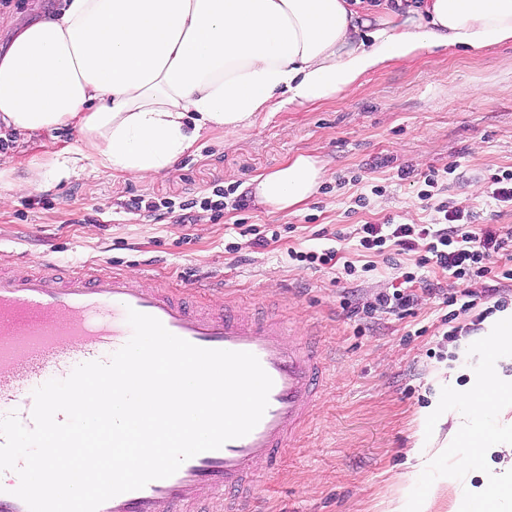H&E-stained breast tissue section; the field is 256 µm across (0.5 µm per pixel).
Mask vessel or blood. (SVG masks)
Here are the masks:
<instances>
[{
    "instance_id": "b4317fda",
    "label": "vessel or blood",
    "mask_w": 512,
    "mask_h": 512,
    "mask_svg": "<svg viewBox=\"0 0 512 512\" xmlns=\"http://www.w3.org/2000/svg\"><path fill=\"white\" fill-rule=\"evenodd\" d=\"M194 294L93 266L64 276L49 263L0 273V417L14 412L32 426L33 390L47 378H67L79 364L108 361L132 335L131 309L196 346L254 354L273 381L251 433L194 456L169 478L109 499L99 512H184L218 497L225 512H243L256 476L278 465L319 400L325 366L309 339L243 305H191ZM18 484L14 472L0 481V512H28L14 494Z\"/></svg>"
}]
</instances>
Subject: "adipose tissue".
<instances>
[{
    "label": "adipose tissue",
    "instance_id": "obj_1",
    "mask_svg": "<svg viewBox=\"0 0 512 512\" xmlns=\"http://www.w3.org/2000/svg\"><path fill=\"white\" fill-rule=\"evenodd\" d=\"M512 44V0H62L54 15L15 31L0 53V129L19 140L61 128L82 145L30 162L21 195L86 167L133 177L170 168L203 134L247 129L266 112L333 101L370 73L441 47ZM324 169L300 154L253 181V197L296 210ZM474 381L435 373V395L406 451L414 478L456 450L448 482L455 512H488L512 495V308L488 317L461 347ZM510 364L493 371L489 362ZM501 454L480 484L472 455Z\"/></svg>",
    "mask_w": 512,
    "mask_h": 512
}]
</instances>
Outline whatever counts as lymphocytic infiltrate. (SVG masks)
<instances>
[{
	"instance_id": "1",
	"label": "lymphocytic infiltrate",
	"mask_w": 512,
	"mask_h": 512,
	"mask_svg": "<svg viewBox=\"0 0 512 512\" xmlns=\"http://www.w3.org/2000/svg\"><path fill=\"white\" fill-rule=\"evenodd\" d=\"M425 190L418 198L424 208L433 210L429 224H365L360 228L357 249L370 256L393 249L403 253L417 252V266L432 265L447 273V283L424 281L423 289L437 297L448 312L446 321L456 319L458 312L475 308L478 301L506 304L505 283H512V264L496 263L495 257L512 247V227L500 224L467 222L463 211L436 201L433 189L438 184L436 173L424 177ZM482 281L481 291L469 290L472 281Z\"/></svg>"
}]
</instances>
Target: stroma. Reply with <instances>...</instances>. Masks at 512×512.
<instances>
[{"mask_svg": "<svg viewBox=\"0 0 512 512\" xmlns=\"http://www.w3.org/2000/svg\"><path fill=\"white\" fill-rule=\"evenodd\" d=\"M512 44L478 53L444 48L367 75L342 98L299 112H274L238 133L211 134L195 153L144 178L89 169L32 189L46 206L16 198L0 207V271L65 270L101 265L142 272L161 283L196 285L201 303L226 301L313 328L326 359V381L298 441L255 486L258 512H386L410 482L405 450L434 394L433 375L453 366L461 341L477 340L472 316L455 321L447 340L445 308L420 294L405 318L377 310L369 322L348 302L373 303L405 272L434 279L413 256H374L370 273L337 278L327 267L291 260L289 250L335 249L337 264L362 265L356 233L364 224H428L434 213L417 197L423 175L438 171V198L469 212L473 223L512 226V205L484 194L490 174L512 170ZM62 129L8 150L0 187L24 178L25 164L80 148ZM308 154L326 171L317 192L284 213L249 203L222 215L199 207L217 188L249 195V183L286 159ZM155 210L127 208L130 198ZM193 202L178 223L166 203ZM241 224L268 236L239 235ZM278 239H271V231Z\"/></svg>", "mask_w": 512, "mask_h": 512, "instance_id": "1", "label": "stroma"}]
</instances>
